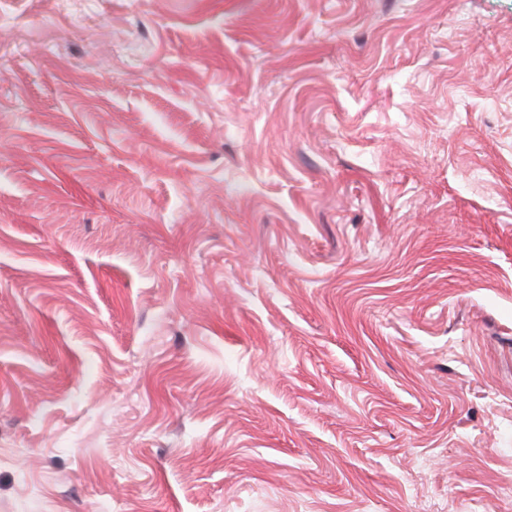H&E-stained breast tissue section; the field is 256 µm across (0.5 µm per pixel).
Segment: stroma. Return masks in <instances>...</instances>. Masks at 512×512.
<instances>
[{"mask_svg": "<svg viewBox=\"0 0 512 512\" xmlns=\"http://www.w3.org/2000/svg\"><path fill=\"white\" fill-rule=\"evenodd\" d=\"M0 512H512V0H0Z\"/></svg>", "mask_w": 512, "mask_h": 512, "instance_id": "1", "label": "stroma"}]
</instances>
